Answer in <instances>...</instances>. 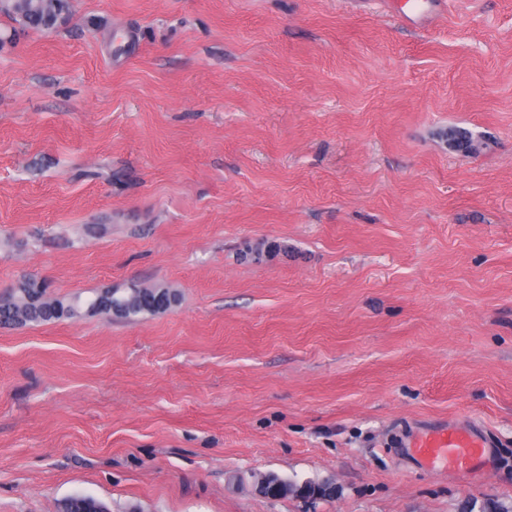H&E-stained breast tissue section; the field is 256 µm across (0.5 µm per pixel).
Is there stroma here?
I'll list each match as a JSON object with an SVG mask.
<instances>
[{
	"label": "stroma",
	"instance_id": "35a3bbf8",
	"mask_svg": "<svg viewBox=\"0 0 512 512\" xmlns=\"http://www.w3.org/2000/svg\"><path fill=\"white\" fill-rule=\"evenodd\" d=\"M481 141L468 154L449 140ZM0 512H456L512 499V0H70L0 13ZM474 421L451 479L395 441ZM332 480L264 498L237 479ZM68 0H0V13L6 14L23 28L48 30L55 18L66 16ZM43 285L33 279L22 282L15 292L0 299V323L50 322L74 317L82 307L72 301L45 297ZM133 288V289H131ZM108 297L97 302L99 295L86 303L87 310L92 313H105L109 316L118 318H135L146 313H155L168 309L172 303L177 301V295L169 289L133 284L128 289L108 290ZM163 294L166 297V304L155 305L149 300L157 294ZM172 297V299L169 298ZM288 481L290 482V484L292 486V492L294 494H296V497L303 496V494L307 490L305 487H302V485H308V488L312 485H315L316 487H318L322 491L321 499L332 498L335 494L336 487L333 484V482L329 479H323L320 481H302V482H298L295 480H293V481L288 480ZM301 498L309 499V500L317 499L316 489L314 488V489H312V491L306 492L305 495Z\"/></svg>",
	"mask_w": 512,
	"mask_h": 512
}]
</instances>
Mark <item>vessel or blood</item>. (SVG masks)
I'll use <instances>...</instances> for the list:
<instances>
[{
  "label": "vessel or blood",
  "mask_w": 512,
  "mask_h": 512,
  "mask_svg": "<svg viewBox=\"0 0 512 512\" xmlns=\"http://www.w3.org/2000/svg\"><path fill=\"white\" fill-rule=\"evenodd\" d=\"M410 446L425 466L452 474L484 477L495 466L491 444L475 426L429 425L415 434Z\"/></svg>",
  "instance_id": "1"
}]
</instances>
